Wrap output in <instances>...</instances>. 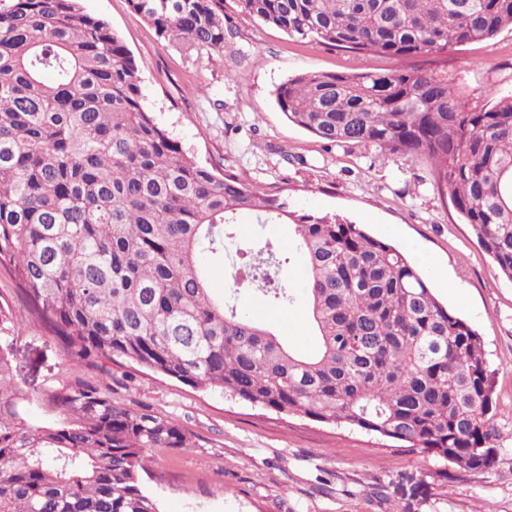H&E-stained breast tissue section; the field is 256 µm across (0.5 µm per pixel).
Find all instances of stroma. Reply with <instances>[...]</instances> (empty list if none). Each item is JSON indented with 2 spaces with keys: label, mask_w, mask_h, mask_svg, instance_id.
Segmentation results:
<instances>
[{
  "label": "stroma",
  "mask_w": 512,
  "mask_h": 512,
  "mask_svg": "<svg viewBox=\"0 0 512 512\" xmlns=\"http://www.w3.org/2000/svg\"><path fill=\"white\" fill-rule=\"evenodd\" d=\"M81 5L106 20L141 62L149 109L195 161L236 172L257 190L285 194L300 211L364 225L414 259L434 256V265L423 268L434 293L484 342L497 456L483 472L460 471L445 481L440 473L446 462L383 438L278 415L217 388L195 389L117 362L70 364L59 343L16 301L11 277L0 267V301L9 300L20 318L13 377L34 398L31 418L56 419L44 391L79 378L111 384L113 401L146 406L174 421L187 435V447L148 449L141 474L162 512H512V281L501 276L449 196L437 189L429 163L372 147L327 146L289 122L275 100L281 83L305 72L438 68L470 108L485 109L512 96V30L442 55L397 59L329 49L233 12L223 55L187 58L167 48L128 0ZM238 223L236 245L223 257L199 250L219 294L236 288L237 249L268 238L292 247L287 225L259 224L249 215ZM237 290L241 306L281 340L312 348L306 323L287 329L278 321L282 314H305L303 297L272 306L252 290ZM412 478L429 488L409 503L399 487Z\"/></svg>",
  "instance_id": "35a3bbf8"
}]
</instances>
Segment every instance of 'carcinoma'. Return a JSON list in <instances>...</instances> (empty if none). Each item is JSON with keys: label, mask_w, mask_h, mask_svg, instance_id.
Wrapping results in <instances>:
<instances>
[{"label": "carcinoma", "mask_w": 512, "mask_h": 512, "mask_svg": "<svg viewBox=\"0 0 512 512\" xmlns=\"http://www.w3.org/2000/svg\"><path fill=\"white\" fill-rule=\"evenodd\" d=\"M166 46L224 53V0H130ZM234 11L327 47L443 54L512 27V0H233ZM279 110L327 144L426 160L438 189L512 281V96L467 108L437 69L306 72ZM289 226L314 347L283 343L216 296L200 244L224 256L238 219ZM290 257L242 251L243 283L292 300ZM0 266L72 363L121 360L253 406L402 444L470 473L496 459L482 337L396 247L334 214L293 209L197 163L147 107L141 65L80 0H0ZM19 325L0 304V512H160L141 485L178 425L112 400L108 385L47 393L28 420L11 381Z\"/></svg>", "instance_id": "1"}]
</instances>
